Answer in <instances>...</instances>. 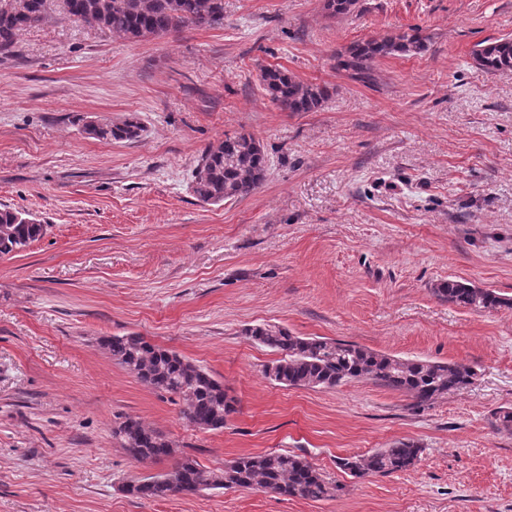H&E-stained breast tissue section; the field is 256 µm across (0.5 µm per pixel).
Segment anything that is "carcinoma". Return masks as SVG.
<instances>
[{
    "label": "carcinoma",
    "instance_id": "1",
    "mask_svg": "<svg viewBox=\"0 0 512 512\" xmlns=\"http://www.w3.org/2000/svg\"><path fill=\"white\" fill-rule=\"evenodd\" d=\"M355 4L356 0H324V8L332 17L349 13ZM61 8L69 18L131 40L224 25V0H62ZM49 16L50 0H0V54L11 52L22 31L42 24ZM426 47L427 36L422 29L412 27L407 32L349 45L337 54L336 68L350 70L355 78L368 82L379 59L418 54ZM473 58L485 71L511 77L512 38L478 43ZM260 81L271 102L283 112H311L329 96L327 87L306 83L279 68L264 70ZM140 132L137 116L130 114L120 125L100 128L93 138L133 140ZM267 170V156L252 135H227L202 151L193 176V194L205 204L246 197L263 184ZM45 231V225L28 214L0 208V255L24 250ZM434 293L475 310L512 307V298L460 280L439 283ZM246 334L281 354L265 369V375L278 384L333 389L350 380L368 378L409 396L415 412H423L437 399L467 387L475 375L467 364L395 357L321 336H295L277 325H256L246 329ZM102 345L112 361L139 381L155 391L178 396L183 401L184 420L196 428L222 429L236 412V400L224 392V386L180 354L137 334L105 337ZM112 433L138 460L157 461L175 454L172 441L136 419H125ZM422 452L417 442L402 440L390 448L342 458L339 468L358 478L389 475L414 467ZM222 488L263 490L313 501L333 498L342 491L303 457L273 451L241 455L220 472L206 470L185 456L170 470L129 485L127 492L137 498L166 499Z\"/></svg>",
    "mask_w": 512,
    "mask_h": 512
}]
</instances>
